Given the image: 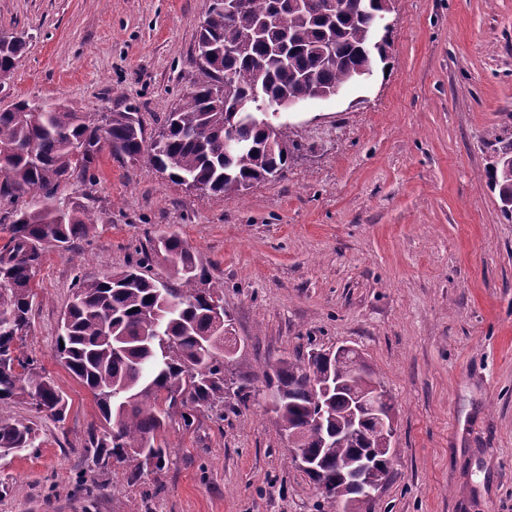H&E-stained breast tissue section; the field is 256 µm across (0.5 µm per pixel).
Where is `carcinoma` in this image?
<instances>
[{"instance_id": "1", "label": "carcinoma", "mask_w": 512, "mask_h": 512, "mask_svg": "<svg viewBox=\"0 0 512 512\" xmlns=\"http://www.w3.org/2000/svg\"><path fill=\"white\" fill-rule=\"evenodd\" d=\"M377 0H319L304 13L284 0H244L236 18L224 7L204 6L197 57L220 51L198 66L200 78L146 141L139 113L105 112L99 118L61 101L38 107L19 99L0 110V208L10 237L0 247V403L28 404L65 421L68 401L37 362L22 351L37 293L38 245L63 247L86 237L96 220L81 203L63 204L61 186L93 184L103 154L136 161L146 157L171 181L192 183L205 194L238 195L279 177L298 144L287 125L264 122L252 106L281 99L298 102L333 96L373 72L384 49L374 46ZM26 46L25 35L0 38V71L10 72ZM243 146L225 153L229 129ZM271 139L289 146L282 154ZM491 187L512 196V137H499ZM150 250L168 263L162 281L131 267L103 280L76 285L61 321L57 358L93 395L101 431L89 433L84 451L96 466L133 464L130 480L162 471L170 445L168 422L192 430L202 410H220L231 394L245 406L249 386L224 383V360L237 352L227 327L224 283L211 280L180 235H163ZM356 350L336 357L311 350L307 357L266 364L263 380L274 390L282 435L318 461V512H337L352 497L342 473L370 461L371 483L383 486L390 471L377 459L385 441L368 440L355 403L368 391ZM37 428L27 419H0V455L35 447Z\"/></svg>"}]
</instances>
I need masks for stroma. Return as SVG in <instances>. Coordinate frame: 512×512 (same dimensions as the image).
Returning a JSON list of instances; mask_svg holds the SVG:
<instances>
[{
    "label": "stroma",
    "instance_id": "1",
    "mask_svg": "<svg viewBox=\"0 0 512 512\" xmlns=\"http://www.w3.org/2000/svg\"><path fill=\"white\" fill-rule=\"evenodd\" d=\"M203 0H0L27 33L0 90L82 112L135 109L146 136L199 78ZM385 62L286 112L300 145L282 177L205 196L146 161L102 156L92 186L63 187L97 224L39 247L24 351L68 399L55 422L24 404L37 447L0 457V512H315L319 492L280 432L262 368L310 344L358 350L392 397L393 466L368 512H512V218L490 186L512 134V0H394ZM178 233L212 280L240 350L227 382L248 406L166 429L161 472L94 466L92 394L58 361L76 280L126 269Z\"/></svg>",
    "mask_w": 512,
    "mask_h": 512
}]
</instances>
